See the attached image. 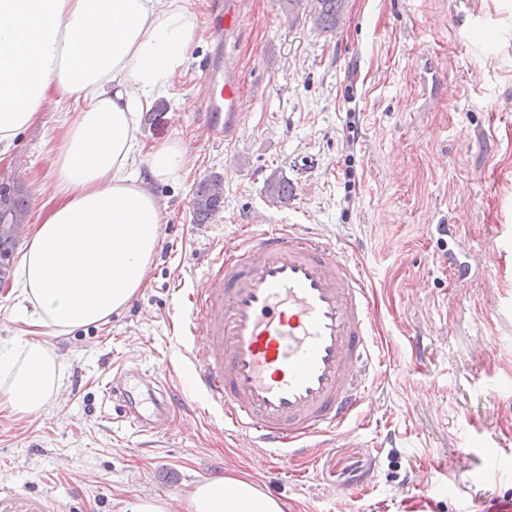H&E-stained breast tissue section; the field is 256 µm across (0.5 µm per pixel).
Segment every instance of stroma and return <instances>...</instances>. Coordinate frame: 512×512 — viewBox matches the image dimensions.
<instances>
[{
  "instance_id": "1",
  "label": "stroma",
  "mask_w": 512,
  "mask_h": 512,
  "mask_svg": "<svg viewBox=\"0 0 512 512\" xmlns=\"http://www.w3.org/2000/svg\"><path fill=\"white\" fill-rule=\"evenodd\" d=\"M192 2L201 38L188 70L139 124L145 145L179 138L187 148L186 176L154 187L168 209L148 282L106 323L40 329L63 365L61 392L36 417L0 407V512H124L126 501L179 500L229 471L288 512L512 503V0H342L332 30L316 0L298 11L239 0L223 39L206 20L210 0ZM219 47L244 109L235 139L209 144L201 66ZM66 107L49 103L44 124L0 146V179L27 188L32 225L55 202L49 156ZM273 172L293 187L275 207ZM214 174L224 206L195 223L193 190ZM268 212L327 236L360 270L388 347L358 434L318 449L301 479L224 436L192 383L193 339L180 329L178 293L201 287L225 240L243 224L260 233L251 219ZM451 250L471 262L467 278L449 270ZM125 368L176 385L189 407L157 434L134 433L103 401Z\"/></svg>"
}]
</instances>
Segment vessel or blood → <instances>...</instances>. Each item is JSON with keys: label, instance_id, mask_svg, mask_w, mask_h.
Listing matches in <instances>:
<instances>
[{"label": "vessel or blood", "instance_id": "obj_1", "mask_svg": "<svg viewBox=\"0 0 512 512\" xmlns=\"http://www.w3.org/2000/svg\"><path fill=\"white\" fill-rule=\"evenodd\" d=\"M239 0H217L215 26L235 29ZM203 136L234 140L243 106L236 71L210 58L203 70ZM262 233H237L213 259L205 285L186 297L185 328L196 385L247 448L281 449V463L309 458L313 442L343 433L360 414L383 345L364 281L328 239L263 215ZM142 414L126 387L108 396L146 434L184 406L166 386L151 387Z\"/></svg>", "mask_w": 512, "mask_h": 512}]
</instances>
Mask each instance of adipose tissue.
Wrapping results in <instances>:
<instances>
[{"mask_svg": "<svg viewBox=\"0 0 512 512\" xmlns=\"http://www.w3.org/2000/svg\"><path fill=\"white\" fill-rule=\"evenodd\" d=\"M198 24L189 0H0V144L66 101L50 159L56 207L23 254L11 315L66 335L106 322L144 287L160 245L154 184L186 166L183 142L145 147L139 118L187 70ZM63 366L34 338L0 343V405L43 412ZM185 512H286L255 481L194 484Z\"/></svg>", "mask_w": 512, "mask_h": 512, "instance_id": "adipose-tissue-1", "label": "adipose tissue"}]
</instances>
